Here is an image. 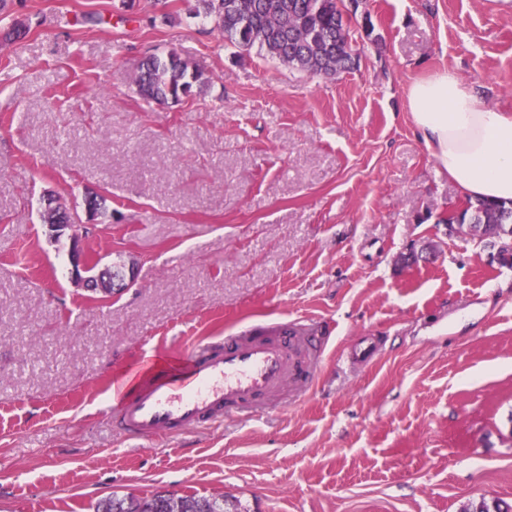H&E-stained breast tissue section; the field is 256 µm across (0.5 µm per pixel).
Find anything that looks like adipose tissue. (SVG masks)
<instances>
[{
  "instance_id": "adipose-tissue-1",
  "label": "adipose tissue",
  "mask_w": 512,
  "mask_h": 512,
  "mask_svg": "<svg viewBox=\"0 0 512 512\" xmlns=\"http://www.w3.org/2000/svg\"><path fill=\"white\" fill-rule=\"evenodd\" d=\"M407 106L437 164L466 197L512 200V113L480 103L473 87L441 70L414 81Z\"/></svg>"
}]
</instances>
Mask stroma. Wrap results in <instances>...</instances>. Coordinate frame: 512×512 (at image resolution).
<instances>
[{"mask_svg": "<svg viewBox=\"0 0 512 512\" xmlns=\"http://www.w3.org/2000/svg\"><path fill=\"white\" fill-rule=\"evenodd\" d=\"M197 0H7L0 10V512L112 494L229 495L249 512H462L512 502V269L443 219L464 196L407 87L455 72L512 112V0H359L332 77L226 46ZM209 81L148 103L141 62ZM104 197L87 215L84 199ZM89 258L135 266L105 299ZM328 325L312 390L152 442L112 427L113 382L260 318ZM380 337L371 363L351 348ZM45 224L56 234L65 230L69 231L71 242L70 264L72 278L85 284L92 290L99 289L106 296H113L129 288L135 281V267H122L121 275L112 279V267H106L101 270L94 268V263L87 260L84 248L82 246L80 224H71L74 222L73 216L60 205L51 207L49 205L43 216Z\"/></svg>", "mask_w": 512, "mask_h": 512, "instance_id": "1", "label": "stroma"}]
</instances>
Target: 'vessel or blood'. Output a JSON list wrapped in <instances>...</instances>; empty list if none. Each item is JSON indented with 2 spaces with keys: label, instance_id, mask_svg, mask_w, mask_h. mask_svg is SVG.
I'll list each match as a JSON object with an SVG mask.
<instances>
[{
  "label": "vessel or blood",
  "instance_id": "vessel-or-blood-1",
  "mask_svg": "<svg viewBox=\"0 0 512 512\" xmlns=\"http://www.w3.org/2000/svg\"><path fill=\"white\" fill-rule=\"evenodd\" d=\"M327 345L324 333L308 337L285 320L199 340L168 355L165 367L141 379L133 392L115 386L119 402L112 424L126 436L148 441L220 417L255 415L267 398L306 392L314 362Z\"/></svg>",
  "mask_w": 512,
  "mask_h": 512
}]
</instances>
